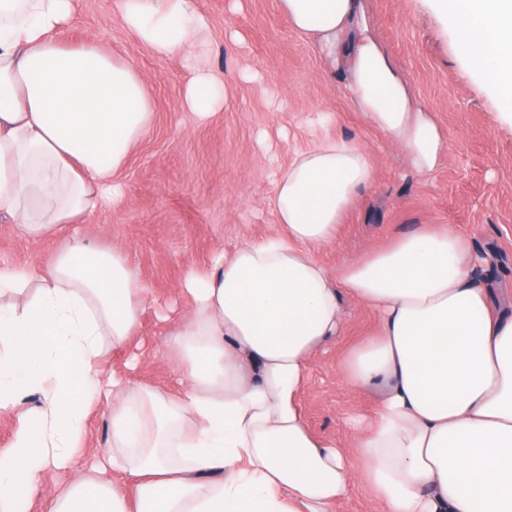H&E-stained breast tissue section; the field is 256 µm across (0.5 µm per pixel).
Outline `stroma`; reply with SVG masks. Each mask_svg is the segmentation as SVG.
<instances>
[{"mask_svg": "<svg viewBox=\"0 0 512 512\" xmlns=\"http://www.w3.org/2000/svg\"><path fill=\"white\" fill-rule=\"evenodd\" d=\"M113 0H79L59 37L76 43L95 33L139 72L154 104V122L121 179L125 201L93 216L80 232L95 246L125 245L150 286L151 301L135 335L100 363L101 403L89 414L78 465L112 457V382L177 390L171 334L187 300V272L209 267L215 253L270 233L272 170L287 165L308 139L312 113H329L325 134L365 147L375 168L320 260L338 269L422 224L452 226L485 259L474 271L492 305L512 316V104L470 75L457 32L435 0H365L375 35L431 112L448 157L429 176L357 112L343 69H332L290 27L278 0H199L209 15L212 64L224 80L221 112L199 122L181 108L187 71L179 59L152 56L112 10ZM51 241L28 240L0 222V265L40 266ZM343 335L315 353L302 403L317 437L349 445L344 417L373 415L374 391H352L339 360L378 327L376 316L343 296Z\"/></svg>", "mask_w": 512, "mask_h": 512, "instance_id": "35a3bbf8", "label": "stroma"}]
</instances>
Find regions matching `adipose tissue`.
<instances>
[{
    "instance_id": "adipose-tissue-1",
    "label": "adipose tissue",
    "mask_w": 512,
    "mask_h": 512,
    "mask_svg": "<svg viewBox=\"0 0 512 512\" xmlns=\"http://www.w3.org/2000/svg\"><path fill=\"white\" fill-rule=\"evenodd\" d=\"M471 73L512 101V0H438ZM79 0H0V219L27 238L61 236L39 269L0 266V411L29 393L0 459V512H18L46 471L64 474L48 512H331L366 485L375 512H512V319L475 285L477 259L429 224L338 270L316 254L375 170L368 152L322 135L275 174L278 229L219 252L180 285L173 333L178 394L112 384V468L75 454L100 401L97 365L134 335L148 283L124 246L91 247L64 226L125 199L119 178L153 105L136 68L100 38L63 43ZM150 54L190 70L183 106L198 121L227 94L211 63V22L196 0H115ZM290 27L345 65L359 112L428 175L447 142L371 32L362 0H279ZM351 294L378 329L342 359L354 390L377 388L372 420L345 425L353 449L317 438L302 396L310 360L342 334Z\"/></svg>"
}]
</instances>
